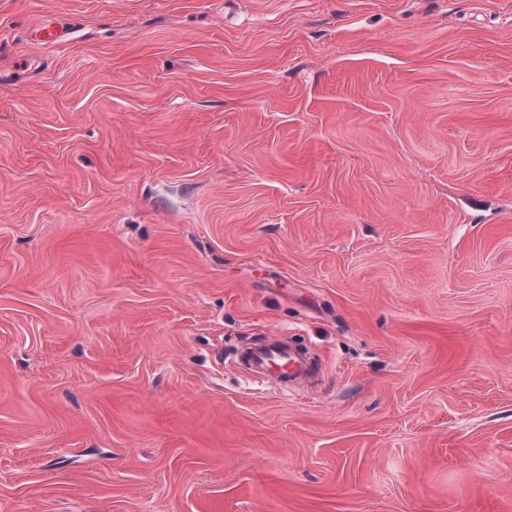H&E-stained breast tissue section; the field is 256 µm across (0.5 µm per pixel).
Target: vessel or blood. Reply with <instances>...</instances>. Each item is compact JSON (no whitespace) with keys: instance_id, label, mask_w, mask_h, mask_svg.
<instances>
[{"instance_id":"b4317fda","label":"vessel or blood","mask_w":512,"mask_h":512,"mask_svg":"<svg viewBox=\"0 0 512 512\" xmlns=\"http://www.w3.org/2000/svg\"><path fill=\"white\" fill-rule=\"evenodd\" d=\"M247 369L259 382L277 381L287 385L308 376L310 369L302 355L286 341L269 337L252 346Z\"/></svg>"}]
</instances>
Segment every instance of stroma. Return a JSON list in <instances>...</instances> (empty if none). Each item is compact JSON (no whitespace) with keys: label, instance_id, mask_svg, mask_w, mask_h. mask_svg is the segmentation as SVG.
<instances>
[{"label":"stroma","instance_id":"35a3bbf8","mask_svg":"<svg viewBox=\"0 0 512 512\" xmlns=\"http://www.w3.org/2000/svg\"><path fill=\"white\" fill-rule=\"evenodd\" d=\"M0 512H512V0H0ZM246 367L253 379L261 383L279 381L286 387L310 372L302 355L286 341L276 337H267L253 345Z\"/></svg>","mask_w":512,"mask_h":512}]
</instances>
